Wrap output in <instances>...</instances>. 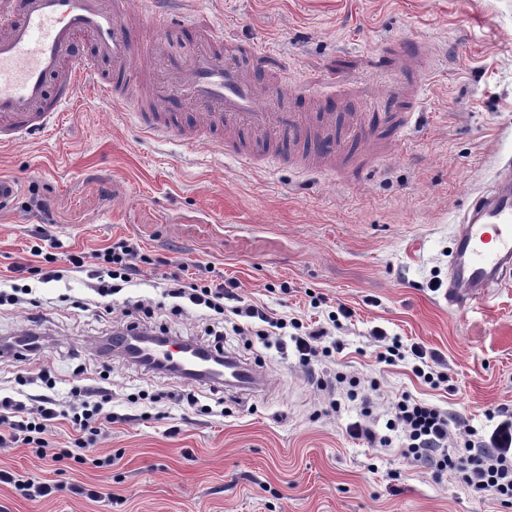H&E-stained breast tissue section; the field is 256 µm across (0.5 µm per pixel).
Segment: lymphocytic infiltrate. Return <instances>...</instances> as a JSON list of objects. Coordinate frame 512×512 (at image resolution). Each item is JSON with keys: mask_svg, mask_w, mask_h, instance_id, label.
Segmentation results:
<instances>
[{"mask_svg": "<svg viewBox=\"0 0 512 512\" xmlns=\"http://www.w3.org/2000/svg\"><path fill=\"white\" fill-rule=\"evenodd\" d=\"M100 268L94 290L98 295L111 294L112 281L136 284L141 274L143 260L137 247L129 240L120 239L98 253ZM164 285L170 297L188 300L192 305L224 314L227 303L233 300L232 292L223 284L210 282L185 285L180 277L165 278ZM372 337L382 346L378 354L380 361L393 363L412 357L414 375L424 383L436 387L448 379L447 373L438 369L440 361L436 355L427 354L421 346L403 348L399 340L389 339L386 332L373 330ZM46 394L39 396L36 404L28 405L9 396H0V446L24 442L38 444L40 458L56 463L72 460L84 462L80 449L54 450L43 447L42 436L54 419L59 416L55 401L49 395L55 386L51 377H44ZM74 393L81 399L80 409L74 412L69 422L80 433L97 436L105 431L112 421L111 413L105 412V404L111 402L112 393L98 388L96 401H89L86 388L75 387ZM386 434L353 423L348 432L357 439L366 440L370 447L388 448L398 446L400 454L412 463L426 467L433 478L445 473H458L465 490L478 499L493 497L503 506H512V413L500 412L499 419L487 435L461 421H452L447 411L425 401L401 393L390 402V417L386 422Z\"/></svg>", "mask_w": 512, "mask_h": 512, "instance_id": "lymphocytic-infiltrate-1", "label": "lymphocytic infiltrate"}]
</instances>
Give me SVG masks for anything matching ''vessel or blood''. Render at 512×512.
Wrapping results in <instances>:
<instances>
[{"label": "vessel or blood", "mask_w": 512, "mask_h": 512, "mask_svg": "<svg viewBox=\"0 0 512 512\" xmlns=\"http://www.w3.org/2000/svg\"><path fill=\"white\" fill-rule=\"evenodd\" d=\"M145 15L164 29L183 0H142ZM130 0H0V143L17 144L47 132L62 112L92 88L113 111L132 116L149 134L183 144L221 142L223 133L248 127L272 141L287 140L290 159L301 149L335 154L340 142L303 112L282 107L276 95L260 96L244 70L257 47L241 44L235 60L208 49L166 72L171 102L202 107V122L176 126L167 113L145 108L139 96L137 39L127 21ZM512 285V162L493 186L475 194L463 210L448 253V301L464 307L496 288ZM134 356L149 367L168 366L191 380L250 390L256 371L236 357L214 368L212 350L192 344L141 347Z\"/></svg>", "instance_id": "b4317fda"}]
</instances>
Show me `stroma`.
I'll return each mask as SVG.
<instances>
[{
    "label": "stroma",
    "instance_id": "35a3bbf8",
    "mask_svg": "<svg viewBox=\"0 0 512 512\" xmlns=\"http://www.w3.org/2000/svg\"><path fill=\"white\" fill-rule=\"evenodd\" d=\"M130 2L142 43H162L175 63L212 34L255 43L261 86L296 111L328 113L347 147L334 168L304 171L287 144L248 133L237 148L254 160L243 163L210 143L143 134L93 105L89 89L45 134L0 144V175L21 185L0 212V291L19 279L32 290L29 302L0 306V338L39 341L0 356V394L48 393L66 411L73 387L112 391V424L86 463L56 468L31 446L0 448V470L54 487L29 500L0 483V512H512L346 431L357 421L384 431L388 400L403 391L481 433L487 413L512 410V287L463 311L431 287L447 279L470 196L512 157V0H187L162 31ZM410 92L414 118L395 103ZM120 238L148 257L144 279L95 297L87 257ZM48 256L60 278L43 283L33 270ZM178 271L188 284L236 280L242 305L287 320L324 324L341 305L352 316L323 338L331 356L305 366L291 340L237 334L227 315L223 348L255 366V391L187 381L104 348L129 322L210 344L203 311L169 313L158 278ZM376 328L436 353L448 382L421 383L409 358L379 362ZM340 373L359 379L367 404L346 400ZM107 456L111 465L95 466Z\"/></svg>",
    "mask_w": 512,
    "mask_h": 512
}]
</instances>
